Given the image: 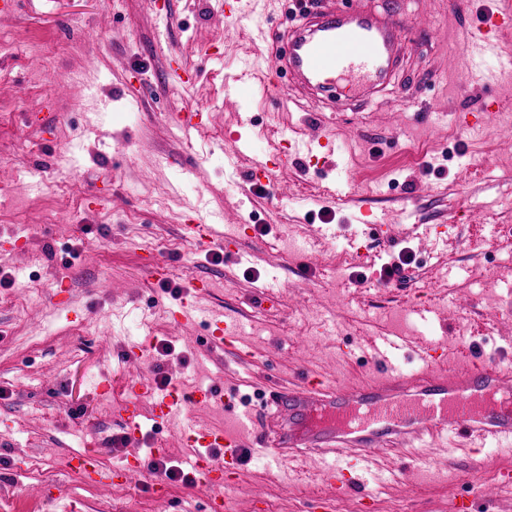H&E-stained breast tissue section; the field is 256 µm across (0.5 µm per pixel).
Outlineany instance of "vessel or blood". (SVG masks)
<instances>
[{"instance_id": "b4317fda", "label": "vessel or blood", "mask_w": 512, "mask_h": 512, "mask_svg": "<svg viewBox=\"0 0 512 512\" xmlns=\"http://www.w3.org/2000/svg\"><path fill=\"white\" fill-rule=\"evenodd\" d=\"M299 21L284 31L258 28L257 35L277 45L270 59L275 74L286 77L287 101L300 105L319 101L335 110L341 98L338 74L360 71L363 80L353 99L359 106L383 92L399 62L401 20L397 13L381 11L361 0L350 10H321L314 0H293ZM512 40V0H496L480 25L471 27L463 41L469 53L499 52L502 69L512 72V53L502 45ZM207 283L193 287L169 314L177 325L198 318L196 299ZM207 344L220 349L224 338L239 333L235 322H209ZM223 394L207 389L183 395L172 390L155 396L152 418L165 425L187 405L223 404ZM263 425L251 414L226 406L223 428L186 427L184 445L194 451L192 479L206 482L215 492L206 512H231L222 487L245 457L264 458L269 466L306 455L319 456L328 480L340 491L352 484L353 463L367 461L379 450H400L414 443L448 434L478 437L493 444L512 439V373L495 362H473L454 374L426 371L414 375L380 372L371 380L338 389L320 382H301L264 394ZM120 413L129 447L141 445L140 418L143 399L132 392ZM71 471L84 480L108 484L132 480L140 470L139 459L112 468L102 467L92 452L72 455Z\"/></svg>"}]
</instances>
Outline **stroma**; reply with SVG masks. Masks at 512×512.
Listing matches in <instances>:
<instances>
[{
  "label": "stroma",
  "instance_id": "35a3bbf8",
  "mask_svg": "<svg viewBox=\"0 0 512 512\" xmlns=\"http://www.w3.org/2000/svg\"><path fill=\"white\" fill-rule=\"evenodd\" d=\"M374 2L404 16L407 53L385 94L323 122L224 84L273 54L250 29L282 23L285 0H240L234 23L223 0L0 5L11 42L0 49V496L14 512H52L47 484L77 512H205L207 485L158 489L145 472L98 485L66 467L93 444L104 465L124 464L117 408L160 373L186 393L248 398L308 376L356 382L378 363L420 371L410 348L386 347L396 335L449 370L482 357L512 371V82L460 79L463 32L491 0ZM174 66L192 88L172 82ZM204 111L192 144L169 121ZM296 133L329 136L330 162L289 159L276 173L286 194L242 195L254 162ZM188 224L234 238L237 253L199 246ZM404 252L402 278L383 282L381 267ZM151 253L167 265L163 283L146 279ZM199 280L211 285L207 313L243 325L217 353L201 325L169 318ZM63 284L67 313L50 300ZM164 342L171 354H158ZM194 423L223 427L224 412L190 407L159 429L143 415V460L156 448L189 469L181 432ZM319 471L314 456L281 468L248 459L225 491L238 512H512V451L477 440L380 453L344 497Z\"/></svg>",
  "mask_w": 512,
  "mask_h": 512
}]
</instances>
